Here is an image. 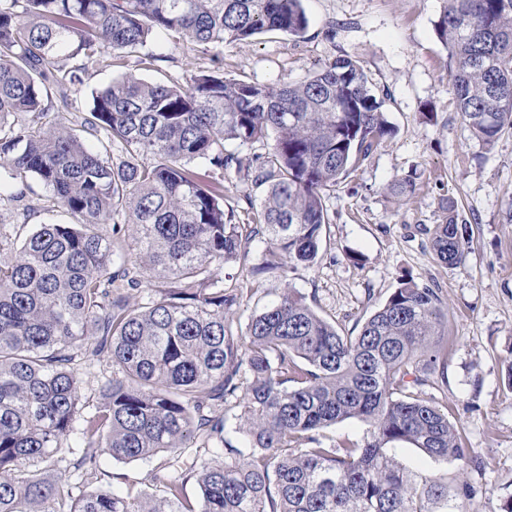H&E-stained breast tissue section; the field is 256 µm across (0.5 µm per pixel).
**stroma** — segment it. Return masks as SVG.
I'll return each instance as SVG.
<instances>
[{
	"label": "stroma",
	"mask_w": 512,
	"mask_h": 512,
	"mask_svg": "<svg viewBox=\"0 0 512 512\" xmlns=\"http://www.w3.org/2000/svg\"><path fill=\"white\" fill-rule=\"evenodd\" d=\"M302 6L308 27L301 36L264 33L225 44V76L279 85L298 81L335 57L352 56L373 84L388 92L385 110L397 134L330 192L327 204L335 220L314 265L297 267L284 283L253 280L239 263L220 266L217 274L226 290L256 291L242 301L239 322L276 300L287 283L347 333L387 300L403 276L437 285L448 314L447 372L432 376L425 392L452 407L478 459L436 461L405 443L398 444L396 458L449 484H470L466 512H499L512 497V383L505 364L512 356V134L486 146L462 122L451 92L448 52L435 32L442 0H302ZM146 50L159 55V63L143 73L130 58L125 72L164 81L209 64L208 55L186 52L168 36L150 41ZM407 175L419 191L402 202L387 187ZM47 196L41 182L30 180L23 200L0 203V225L68 222L60 210L50 217L27 215V206ZM449 200L471 234L464 263L453 267L438 262L422 233L440 223L441 206ZM68 444L45 467L65 474L80 490L123 493L132 486L161 494L149 474L163 456L119 462L101 453L91 479L74 467L82 454L80 440L73 435Z\"/></svg>",
	"instance_id": "1"
}]
</instances>
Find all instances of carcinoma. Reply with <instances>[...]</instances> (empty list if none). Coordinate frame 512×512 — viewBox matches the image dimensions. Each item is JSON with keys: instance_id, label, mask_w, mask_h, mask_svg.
I'll use <instances>...</instances> for the list:
<instances>
[{"instance_id": "cac0c4a2", "label": "carcinoma", "mask_w": 512, "mask_h": 512, "mask_svg": "<svg viewBox=\"0 0 512 512\" xmlns=\"http://www.w3.org/2000/svg\"><path fill=\"white\" fill-rule=\"evenodd\" d=\"M443 2L435 27L456 110L491 146L512 131V0ZM307 25L302 0H0V201L36 179L74 219L37 225L0 260V512H56L65 499L68 512H463L468 485L391 453L470 457L448 405L425 397L448 345L439 289L402 280L354 336L288 288L246 324L229 318L254 291H226L218 266L248 260L258 238L254 278L314 263L334 221L327 192L393 133L385 97L348 55L295 83L224 76L225 43ZM157 32L213 66L183 83L125 74L72 111L89 70L159 60L141 54ZM231 143L262 151L243 158ZM231 171L249 186L250 224L224 209ZM389 190L409 200L417 184ZM443 210L423 231L452 267L469 227ZM140 288L147 302L133 309ZM101 361L110 372L88 412L78 365ZM348 419L363 436L327 441ZM72 434L79 468L101 449L124 462L167 454L151 472L164 495H72L35 467ZM213 448L224 460H202Z\"/></svg>"}]
</instances>
